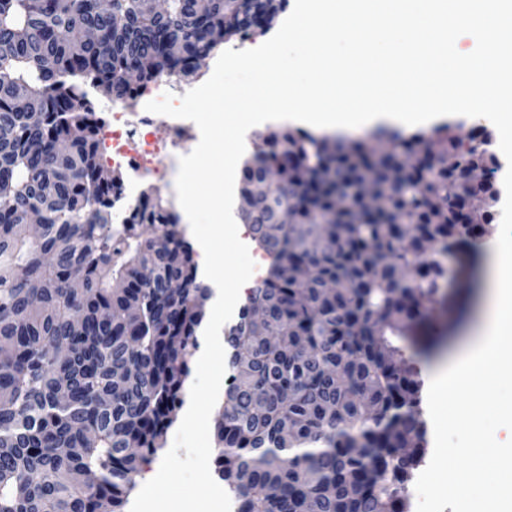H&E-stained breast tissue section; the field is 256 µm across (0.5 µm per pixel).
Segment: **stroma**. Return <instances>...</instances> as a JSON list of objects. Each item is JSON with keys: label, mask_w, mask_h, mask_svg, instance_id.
<instances>
[{"label": "stroma", "mask_w": 512, "mask_h": 512, "mask_svg": "<svg viewBox=\"0 0 512 512\" xmlns=\"http://www.w3.org/2000/svg\"><path fill=\"white\" fill-rule=\"evenodd\" d=\"M229 86L241 94L258 93L257 76L251 69H214L212 61H205L196 74L188 79L178 80V87L198 88L201 84ZM186 125L194 135L187 149L173 147L167 125L156 123L143 129L142 134L153 143L156 152L150 165L154 172L142 183L145 191L172 201L177 191L174 179L177 168H184L195 183L205 184L206 179L198 161L200 143H210L208 164L221 167L224 164V146L221 136L215 132L219 122L218 114L224 111L223 99L209 100L195 95L179 102ZM496 215L493 234L487 240L477 243L467 255L452 256L447 260L452 280L442 289L435 302L427 304L425 318L416 322L413 334L416 340L427 348L429 358L423 363L424 378H431L436 369L446 364L450 356L462 344L474 336L487 300V275L489 255L492 247L512 243V209L503 201L492 206ZM214 269L226 283H234L242 273L254 270V260L248 253L236 252L232 241L218 236L214 239ZM229 347L217 349L212 357L201 359L193 356L189 378L195 386L198 416L202 423L195 434H187L181 424H173L165 436V444L156 457L166 462V478L156 485L146 484L144 472L150 471V464H143L142 474L136 475V486L132 491L125 512H136L140 499L152 502V512H216L217 506L209 496V489L219 487L214 474L212 458L215 453L216 409L208 397L214 376H227ZM453 405H469L478 412V424L488 435L494 434L499 418L485 413V406L506 408L512 406V386L504 383L475 382L464 391L449 394ZM423 418L426 423L425 460L414 472L410 481L413 496L410 512H458L455 499L449 497L445 483L447 472L463 468L467 457L452 455L451 450L461 444L465 434L460 430L442 428L432 413L429 402H422Z\"/></svg>", "instance_id": "obj_1"}]
</instances>
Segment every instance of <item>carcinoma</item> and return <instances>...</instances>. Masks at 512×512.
<instances>
[{"mask_svg":"<svg viewBox=\"0 0 512 512\" xmlns=\"http://www.w3.org/2000/svg\"><path fill=\"white\" fill-rule=\"evenodd\" d=\"M286 0H0V512H124L183 403L208 288L179 217L145 192L112 221L122 176L99 154V95L186 78ZM443 124L387 151L277 127L242 167L241 216L272 256L228 334L214 472L237 512H406L425 451L409 324L442 256L488 236L457 210L491 133ZM432 159L405 171L422 145ZM384 211L336 217L366 175ZM38 235H27L32 218ZM83 273L82 288H70Z\"/></svg>","mask_w":512,"mask_h":512,"instance_id":"obj_1","label":"carcinoma"}]
</instances>
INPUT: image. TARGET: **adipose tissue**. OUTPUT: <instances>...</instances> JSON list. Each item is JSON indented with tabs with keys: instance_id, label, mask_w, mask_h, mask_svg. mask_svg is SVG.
I'll list each match as a JSON object with an SVG mask.
<instances>
[{
	"instance_id": "adipose-tissue-1",
	"label": "adipose tissue",
	"mask_w": 512,
	"mask_h": 512,
	"mask_svg": "<svg viewBox=\"0 0 512 512\" xmlns=\"http://www.w3.org/2000/svg\"><path fill=\"white\" fill-rule=\"evenodd\" d=\"M512 0H294L283 25L245 52L228 55V68L255 69L263 103L235 123L236 134L224 146L222 189L225 210L237 198L242 151L240 130L269 122L295 125L317 135L351 136L378 127L402 135L430 129L448 119L469 120L474 107L496 116L512 109ZM298 50L281 61L282 45ZM347 74L346 84L330 83V71ZM357 96L358 109L336 107V100ZM421 101L406 110L408 99ZM185 230L199 254L198 279L212 295L213 318L203 328L211 345L224 343L223 327L234 321L246 295L226 286L211 271L212 242L195 224L194 188L182 193ZM488 282L484 327L467 349L433 376L430 399L448 425L470 426L473 444H482L475 415L464 406H443L441 396L465 389L476 370L512 383V251L495 250ZM495 448L448 473V493L466 500L469 489L487 471L499 476L480 512H505L512 493V418L494 437Z\"/></svg>"
}]
</instances>
